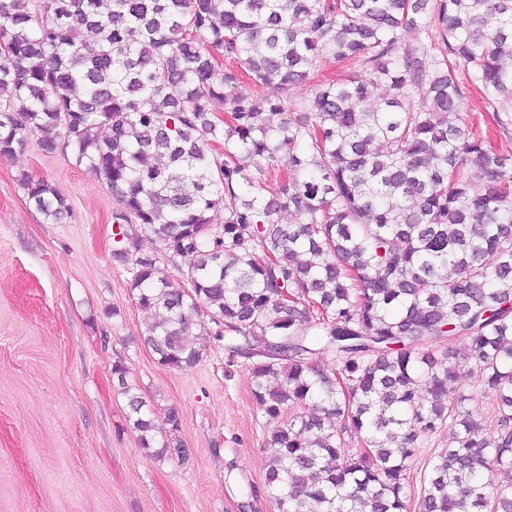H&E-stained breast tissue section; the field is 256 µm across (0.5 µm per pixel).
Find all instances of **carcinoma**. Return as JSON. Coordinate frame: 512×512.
I'll list each match as a JSON object with an SVG mask.
<instances>
[{"mask_svg": "<svg viewBox=\"0 0 512 512\" xmlns=\"http://www.w3.org/2000/svg\"><path fill=\"white\" fill-rule=\"evenodd\" d=\"M324 55L363 75L293 99ZM510 60L512 0H0V159L38 135L104 181L161 365L197 364L209 333L249 361L279 421L277 512H407L423 441L445 428L418 512H512V159L459 110L478 87L508 128ZM20 184L46 221L70 218L54 185ZM463 365L493 436L455 396ZM112 374L141 446L184 455L123 361Z\"/></svg>", "mask_w": 512, "mask_h": 512, "instance_id": "carcinoma-1", "label": "carcinoma"}]
</instances>
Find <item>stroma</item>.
I'll return each instance as SVG.
<instances>
[{"label": "stroma", "instance_id": "35a3bbf8", "mask_svg": "<svg viewBox=\"0 0 512 512\" xmlns=\"http://www.w3.org/2000/svg\"><path fill=\"white\" fill-rule=\"evenodd\" d=\"M483 137L512 157L478 92L462 101ZM52 182L72 217L46 223L21 174ZM116 202L88 168L38 141L0 159V512H276L264 441L275 423L257 408L246 361L202 337L197 365L172 370L144 346L151 315L112 256ZM164 421L176 410L182 457L142 448L112 365Z\"/></svg>", "mask_w": 512, "mask_h": 512}]
</instances>
